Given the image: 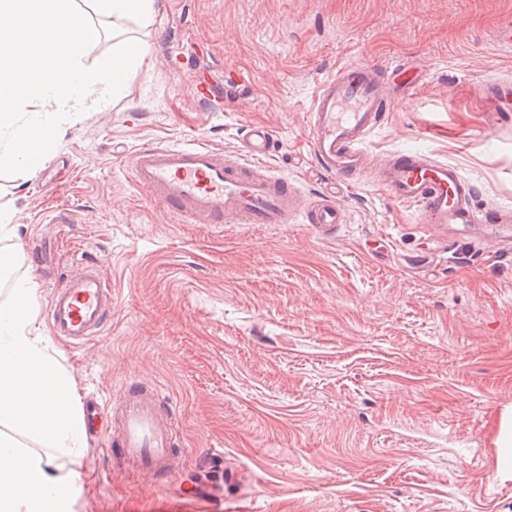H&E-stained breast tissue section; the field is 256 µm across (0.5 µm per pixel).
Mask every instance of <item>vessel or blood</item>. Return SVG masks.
<instances>
[{
    "mask_svg": "<svg viewBox=\"0 0 512 512\" xmlns=\"http://www.w3.org/2000/svg\"><path fill=\"white\" fill-rule=\"evenodd\" d=\"M421 83L419 72L401 60L390 66L384 81L365 64L343 66L320 80L306 130L317 171L346 187L371 181L414 206L425 224L511 223V214L477 210L474 185L456 167L421 151H401L380 167L368 166L369 135L384 123L393 102ZM274 143L269 127L252 125L231 156L204 142L146 145L132 154V181L163 201L180 224H289L301 213L319 231L335 232L344 221L335 196L325 190L302 195L294 182L274 175L267 163ZM113 301L102 264L85 261L79 276L55 289L50 331L70 344H83L103 332ZM110 418L112 459L119 469L134 476L175 475V426L159 390L127 377L113 397Z\"/></svg>",
    "mask_w": 512,
    "mask_h": 512,
    "instance_id": "b4317fda",
    "label": "vessel or blood"
}]
</instances>
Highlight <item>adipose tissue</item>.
Returning <instances> with one entry per match:
<instances>
[{
	"label": "adipose tissue",
	"mask_w": 512,
	"mask_h": 512,
	"mask_svg": "<svg viewBox=\"0 0 512 512\" xmlns=\"http://www.w3.org/2000/svg\"><path fill=\"white\" fill-rule=\"evenodd\" d=\"M0 274L9 279L6 299L0 300V512H71L69 491L74 473L63 472L52 451L82 454L87 423L73 376L47 354L35 328L32 309L15 301L35 300L31 277L13 276L10 265L23 262L22 253L9 254ZM40 438L44 448L26 446Z\"/></svg>",
	"instance_id": "obj_1"
}]
</instances>
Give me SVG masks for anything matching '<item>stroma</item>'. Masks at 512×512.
<instances>
[{
	"instance_id": "1",
	"label": "stroma",
	"mask_w": 512,
	"mask_h": 512,
	"mask_svg": "<svg viewBox=\"0 0 512 512\" xmlns=\"http://www.w3.org/2000/svg\"><path fill=\"white\" fill-rule=\"evenodd\" d=\"M512 0H160L129 22L144 60L128 96L66 126L28 177H0L37 295L35 324L73 375L88 451L73 512H512L492 439L512 409V236L442 230L364 182L340 191L344 224H178L130 177L146 144L234 153L248 125L283 143L271 162L302 193L327 181L305 138L316 84L347 63L424 70L367 141L373 164L421 146L456 166L484 211L512 212V84L496 28ZM208 83L212 105L194 92ZM101 261L115 302L74 351L50 296ZM171 407L182 500L105 452L91 408L128 376Z\"/></svg>"
}]
</instances>
